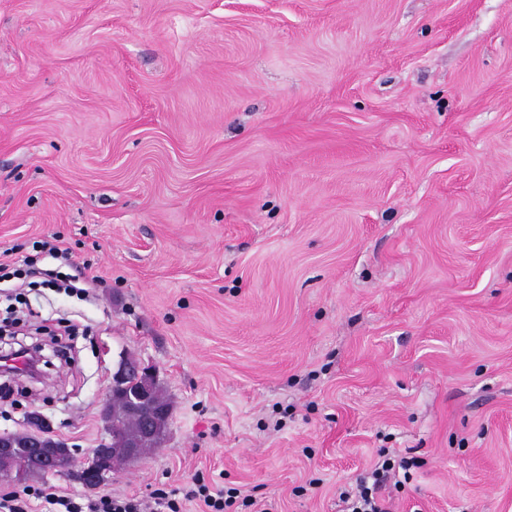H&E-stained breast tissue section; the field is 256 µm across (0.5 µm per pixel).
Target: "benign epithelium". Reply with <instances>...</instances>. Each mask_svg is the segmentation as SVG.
Returning a JSON list of instances; mask_svg holds the SVG:
<instances>
[{
    "label": "benign epithelium",
    "instance_id": "1",
    "mask_svg": "<svg viewBox=\"0 0 512 512\" xmlns=\"http://www.w3.org/2000/svg\"><path fill=\"white\" fill-rule=\"evenodd\" d=\"M156 382L155 368L143 361L130 362L121 357L112 370L110 384L103 399L101 418L104 422L106 436L97 447L79 458L68 444L59 439L47 446L41 435L52 433L50 420L38 410H32L25 416L27 428L33 432L25 447H17L15 433H0V461L11 462L22 471L27 467H38L66 477L86 490H96L104 484V479L112 471L115 454L132 461L142 456L143 449L139 443L132 442L115 450L110 447L112 437V417L110 405L112 396L120 394L128 407L143 417V431L154 433L157 423L170 418V408L155 399L153 386Z\"/></svg>",
    "mask_w": 512,
    "mask_h": 512
}]
</instances>
